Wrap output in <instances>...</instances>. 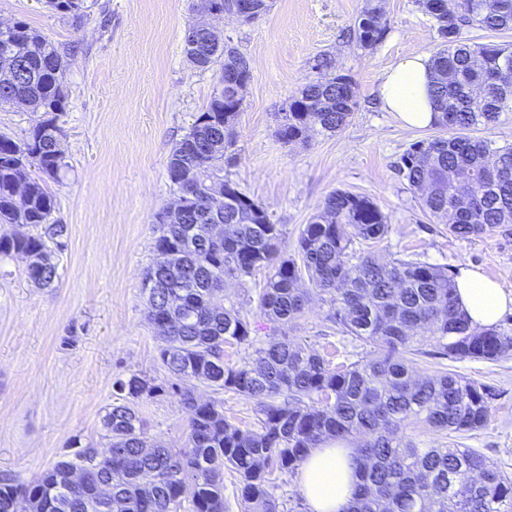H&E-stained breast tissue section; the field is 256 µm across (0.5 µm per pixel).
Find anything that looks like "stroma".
I'll return each instance as SVG.
<instances>
[{"label":"stroma","mask_w":512,"mask_h":512,"mask_svg":"<svg viewBox=\"0 0 512 512\" xmlns=\"http://www.w3.org/2000/svg\"><path fill=\"white\" fill-rule=\"evenodd\" d=\"M83 17L49 11L44 0H0V24L22 20L45 34L70 61L64 81L69 106L59 119L68 167L52 184L56 216L68 226L57 251L59 277L39 288L20 258L0 259V477L30 481L69 455L74 437L105 448L101 420L112 384L140 372L168 378L156 356L163 344L148 318L141 283L154 260L155 216L174 198L171 150L207 104L213 72L186 60L185 29L199 16L198 0H88ZM365 0H273L250 24L213 19L225 41L252 65L234 126L235 166L226 178L260 202L294 252L305 224L333 191L376 203L389 231L369 252L382 261L409 258L455 270L469 266L512 293V230L461 238L427 217L399 171L411 144L436 135L411 128L379 96L384 73L408 52L432 55L440 40L416 0H383L387 31L372 49L348 37ZM329 55L348 74L358 107L335 134L284 143L276 116L307 82L311 60ZM265 270L226 281L220 302L259 320ZM315 293L279 335L305 343L330 361L376 354L343 335ZM417 374L450 371L486 385V425L467 434L419 426L411 437L424 448H471L493 469L512 475V354L493 362L422 356ZM150 440L181 448L188 412L169 392L140 407Z\"/></svg>","instance_id":"1"}]
</instances>
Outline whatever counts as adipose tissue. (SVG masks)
<instances>
[{"label": "adipose tissue", "instance_id": "obj_1", "mask_svg": "<svg viewBox=\"0 0 512 512\" xmlns=\"http://www.w3.org/2000/svg\"><path fill=\"white\" fill-rule=\"evenodd\" d=\"M429 82V57L408 53L384 73L380 96L386 109L396 113L404 124L427 127L435 118ZM454 280L459 307L474 329L494 326L512 307V294L476 269L458 267ZM355 470L352 449L336 445L314 449L300 473V492L311 512H340L354 493Z\"/></svg>", "mask_w": 512, "mask_h": 512}]
</instances>
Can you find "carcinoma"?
<instances>
[{
    "mask_svg": "<svg viewBox=\"0 0 512 512\" xmlns=\"http://www.w3.org/2000/svg\"><path fill=\"white\" fill-rule=\"evenodd\" d=\"M441 43L431 56L436 135L411 147L400 172L420 192L424 214L448 225L461 238L479 237L512 224V144L472 138L502 112H512V86L492 80L512 66V46L474 44L465 31H512V0H418ZM61 16H80L85 0H45ZM386 31L381 0H366L356 17L353 38L372 49ZM187 61L200 70L224 72L246 64L236 48L212 46L200 57L183 39ZM31 68L18 83L0 84L4 102L22 99L35 119L20 138L0 133V224L36 229L16 238L0 237V256H24L27 277L39 288L58 278L51 246L64 245L67 225L55 217L56 198L48 182L67 167L59 148L60 116L68 91L66 56L40 31L22 21L0 28V70L15 57ZM309 80L277 116V134L286 143L305 142L347 125L357 109L354 83L332 71L331 59L318 61ZM224 94H214L189 131L172 148L168 177L173 192L181 179L196 186L185 200L180 222L158 220L155 259L143 279L152 322L172 321L159 362L169 385L132 372L115 378L112 407L102 417L112 462L102 463L95 448L82 445L71 458L55 462L36 480L0 479V512H14L18 498L37 512H103L101 486L112 492L118 512H224V469L239 476L244 512H279L273 474H295L309 452L329 440L355 442L357 482L341 512H512V478L487 467L471 448H420L406 433L421 423L439 431L467 433L485 426L489 392L455 373L418 377L405 357L426 328L437 354L448 359L496 361L512 352V336L495 327L476 331L459 310L448 269L419 260L381 263L359 253L355 243L384 238L388 225L379 207L365 197L336 190L299 233L295 255H280L283 225L255 200L224 204V239L200 240L186 225L207 224L201 201L224 180V164L234 158L233 135L224 133ZM264 269L259 314L281 324L301 314L308 289L330 298L329 319L342 333L381 350L372 359L333 366L315 350L285 337H267L255 357L224 362V345L256 342L258 326L239 309L213 306L229 277ZM172 287L152 288L160 274ZM214 397L199 400L197 386ZM171 389L190 412L183 448L148 447L138 405ZM232 392L253 400L259 429H242L224 419V398ZM83 467L87 478L66 488L69 470Z\"/></svg>",
    "mask_w": 512,
    "mask_h": 512,
    "instance_id": "1",
    "label": "carcinoma"
}]
</instances>
